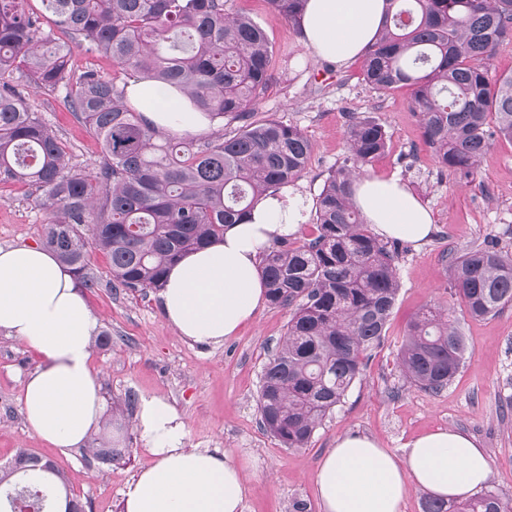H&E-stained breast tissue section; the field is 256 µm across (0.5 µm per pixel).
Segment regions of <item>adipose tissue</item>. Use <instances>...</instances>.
<instances>
[{
    "mask_svg": "<svg viewBox=\"0 0 512 512\" xmlns=\"http://www.w3.org/2000/svg\"><path fill=\"white\" fill-rule=\"evenodd\" d=\"M386 0H308L305 46L338 63L365 56L385 19ZM130 105L158 130L199 134L209 118L178 88L131 77ZM352 201L374 233L419 246L434 226L430 212L395 177L366 176ZM304 200L289 188L265 198L243 224L225 226L213 245L173 265L159 292L165 322L193 343L234 337L267 301L261 261L273 243L294 237ZM0 332L42 357L23 390L30 431L58 448H77L105 423L92 364L99 322L72 269L36 244L0 246ZM135 428L153 456L123 491L124 512H244V469L231 454L184 445L186 427L163 398L141 397ZM491 466L484 449L458 431L440 429L397 456L368 436L337 438L315 479L321 512H401L409 488L449 501L481 489Z\"/></svg>",
    "mask_w": 512,
    "mask_h": 512,
    "instance_id": "obj_1",
    "label": "adipose tissue"
}]
</instances>
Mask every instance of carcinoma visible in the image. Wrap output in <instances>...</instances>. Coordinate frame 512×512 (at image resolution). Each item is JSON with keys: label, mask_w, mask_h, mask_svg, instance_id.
I'll list each match as a JSON object with an SVG mask.
<instances>
[{"label": "carcinoma", "mask_w": 512, "mask_h": 512, "mask_svg": "<svg viewBox=\"0 0 512 512\" xmlns=\"http://www.w3.org/2000/svg\"><path fill=\"white\" fill-rule=\"evenodd\" d=\"M300 24L307 0H268ZM381 31L363 61V79L386 94L412 88L411 110L439 166L472 183L493 141H512V72L491 61L512 41V0H388ZM0 0V77L19 73L39 89L65 91V108L101 145L92 170H76L51 127L17 86L0 84V183L40 192L52 213L44 244L87 289L98 286L91 249L104 251L114 290H159L167 269L201 249L226 224L299 179L312 153L303 131L277 120L252 121L274 79L272 50L251 19L227 0ZM50 14L51 28L42 17ZM106 57L122 71L175 85L216 122L194 143L156 130L131 108L120 76L95 68L73 76L70 45ZM235 123L233 134L224 125ZM348 156L332 168L315 202L312 238L283 240L265 254L269 302L291 307L287 331L261 372L263 427L286 448H305L323 420L362 376L379 346L399 280L398 245L365 224L351 200L352 179L382 155L385 127L353 117ZM450 296L472 318L512 305V258L478 247L450 262ZM467 345L447 311L428 308L408 324L399 367L412 385L438 393L462 365ZM88 463L110 464L121 450L88 438ZM0 509L26 495L47 512L67 487L64 469L29 448L0 469ZM423 512H512L493 492L461 501L426 498Z\"/></svg>", "instance_id": "1"}]
</instances>
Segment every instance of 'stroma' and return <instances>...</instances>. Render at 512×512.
Here are the masks:
<instances>
[{
  "mask_svg": "<svg viewBox=\"0 0 512 512\" xmlns=\"http://www.w3.org/2000/svg\"><path fill=\"white\" fill-rule=\"evenodd\" d=\"M229 6L258 23L273 47L274 81L256 107L255 120L297 126L313 144L293 190L315 202L331 168L348 154L350 118L369 115L384 125L389 142L385 153L364 167V175L399 178L432 213L431 238L418 247L401 245L400 289L385 338L310 446L288 449L264 429L257 395L262 368L287 329L290 308L264 305L223 345L195 344L166 324L157 291H111L109 259L95 250L90 266L99 286L83 296L110 342L94 346L93 365L107 414L128 424L126 454L109 465H90L79 449L57 448L35 436L19 398L41 358L0 334V464L10 461L16 449H32L64 467L85 512H123L126 484L153 462L124 399L159 396L181 416L186 447L228 450L244 465L250 487L245 512H293L299 500L310 512H321L315 476L337 437L369 436L401 456L411 440L437 429L473 437L490 459L487 490L512 500V305L492 317H469L449 294L445 262L488 243L512 256V142L495 139L475 184L460 181L437 167L424 144L410 108L411 88L382 96L364 82L362 61L336 64L316 58L299 28L276 17L268 0H229ZM26 95L65 145L70 165L94 167L100 155L96 136L60 105L55 93L30 87ZM36 197L30 187L0 185V245L42 243L49 214ZM434 305L452 309L468 354L448 387L430 393L401 377L396 357L409 322Z\"/></svg>",
  "mask_w": 512,
  "mask_h": 512,
  "instance_id": "1",
  "label": "stroma"
}]
</instances>
